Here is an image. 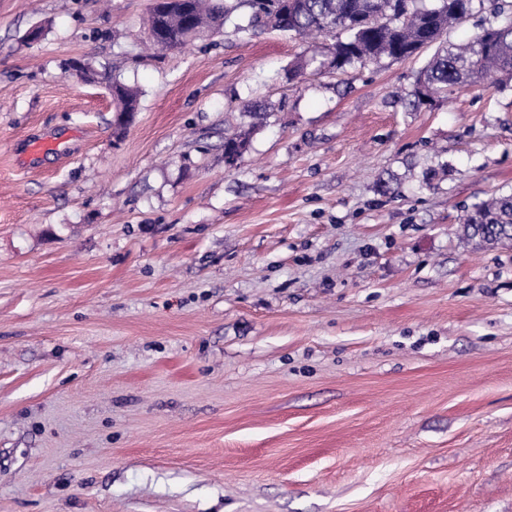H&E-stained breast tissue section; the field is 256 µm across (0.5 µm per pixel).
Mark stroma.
<instances>
[{
  "label": "stroma",
  "instance_id": "obj_1",
  "mask_svg": "<svg viewBox=\"0 0 512 512\" xmlns=\"http://www.w3.org/2000/svg\"><path fill=\"white\" fill-rule=\"evenodd\" d=\"M153 3L0 0V512H512V81ZM154 7L149 27L154 38L170 49L185 46L206 30L219 29L231 20L237 5L228 0H163ZM468 241L494 244L512 226V194L492 196L475 204L462 218Z\"/></svg>",
  "mask_w": 512,
  "mask_h": 512
}]
</instances>
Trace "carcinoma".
I'll return each mask as SVG.
<instances>
[{
	"label": "carcinoma",
	"instance_id": "cac0c4a2",
	"mask_svg": "<svg viewBox=\"0 0 512 512\" xmlns=\"http://www.w3.org/2000/svg\"><path fill=\"white\" fill-rule=\"evenodd\" d=\"M253 28L295 36L339 30L345 38L332 47L331 65L364 67L383 57L402 60L436 46L415 90L414 106L453 88L482 87L512 80V4L491 0L495 21L461 43H450L448 31L462 23L474 0H245ZM236 6L226 0H165L153 8L149 27L154 38L170 49L185 46L207 30L231 20ZM112 96L123 117L136 111L137 96L122 84ZM249 139L245 133L224 135V157L242 158ZM467 240L494 244L512 226V194L475 204L462 218Z\"/></svg>",
	"mask_w": 512,
	"mask_h": 512
}]
</instances>
